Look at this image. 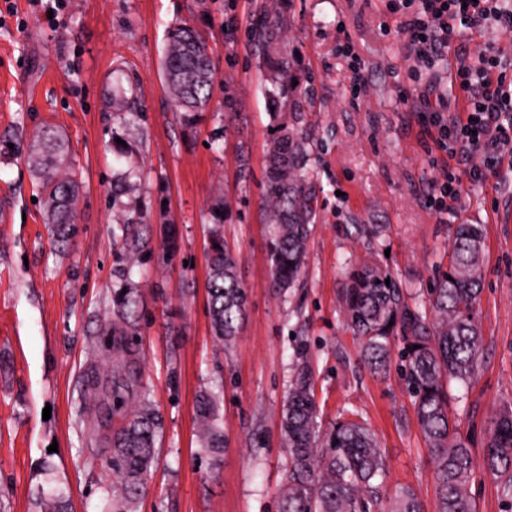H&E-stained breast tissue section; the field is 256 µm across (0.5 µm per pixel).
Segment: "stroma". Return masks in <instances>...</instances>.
Instances as JSON below:
<instances>
[{"instance_id": "35a3bbf8", "label": "stroma", "mask_w": 512, "mask_h": 512, "mask_svg": "<svg viewBox=\"0 0 512 512\" xmlns=\"http://www.w3.org/2000/svg\"><path fill=\"white\" fill-rule=\"evenodd\" d=\"M261 2L62 0L50 18L40 0H0V512H42L39 493L51 488L72 512H100L111 483L101 460L127 411L145 400L162 432L137 512H277L287 459L280 415L301 351L323 428L356 411L376 435L387 469L375 512H387L403 487L436 512L430 454L400 362L384 378L363 367L340 293L363 261L412 293L434 287L462 223L484 227V359L468 385L452 384L450 412L476 460L475 512H512V497L482 464L496 412L512 406V223L498 221L501 201L512 198V156L474 182L427 140L425 113L402 98L416 62L389 0H280L307 93L318 211L300 283L277 295L264 160L288 116L272 111L249 42ZM177 21L205 37L216 76L211 107L191 127L171 105L161 66ZM462 39L472 53L496 51L512 75V30H467ZM117 68L141 112L125 163L116 160L105 98ZM45 125L68 139L82 184L77 236L66 248L51 242L26 148L13 146L17 132ZM130 165L143 174L128 195L143 224L132 275L137 334L121 349L104 327L125 279L112 183ZM449 171L461 179L460 195L440 211L427 198ZM219 202L248 293V320L228 350L211 333L206 291ZM357 224L384 231L367 245L353 234ZM218 385L224 454L215 465L201 446L196 399Z\"/></svg>"}]
</instances>
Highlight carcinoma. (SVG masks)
<instances>
[{
	"instance_id": "1",
	"label": "carcinoma",
	"mask_w": 512,
	"mask_h": 512,
	"mask_svg": "<svg viewBox=\"0 0 512 512\" xmlns=\"http://www.w3.org/2000/svg\"><path fill=\"white\" fill-rule=\"evenodd\" d=\"M284 26L263 12L254 20L250 45L268 72V94L275 111L294 114L267 158L265 221L274 226L270 246L271 287L285 293L296 285L307 258V242L316 223L315 191L306 169L310 132L304 122L301 85L284 40ZM163 74L168 94L185 125L209 109L215 73L202 35L186 23L167 33ZM134 91L114 72L110 100L112 118L124 130L139 115ZM27 161L39 186L46 222L58 243L76 235L74 216L81 184L71 168L68 142L51 126L32 136ZM125 203L118 230L132 265L139 249L141 221ZM211 237L208 295L213 336L230 348L247 317V291L239 281L237 256L220 234L222 216L215 215ZM390 284H385V279ZM483 279V228L458 224L453 229L448 269L420 302L390 274L363 263L352 269L341 292L349 330L360 343L361 358L371 374L384 376L391 366L395 341L403 342L401 358L416 420L431 454L436 484V512H474L468 483L474 457L449 412V384H467L483 356V336L477 306ZM135 301L118 294L105 330L112 336H132L129 321ZM314 380L305 354L298 357L281 414V433L289 449L288 476L278 496V512H371L378 504L377 489L386 476V462L371 430L357 419L343 418L326 432L318 422ZM220 392L205 391L197 404L200 440L213 461L224 452L220 425ZM162 422L148 406L125 417L112 434V455L102 460L112 474L102 512H135L157 461V435ZM484 467L512 496V407L499 410L485 444ZM44 512H68L65 495L42 492ZM389 512H424L417 494L408 487L393 496Z\"/></svg>"
}]
</instances>
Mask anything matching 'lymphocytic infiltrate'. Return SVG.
I'll use <instances>...</instances> for the list:
<instances>
[{"instance_id": "obj_1", "label": "lymphocytic infiltrate", "mask_w": 512, "mask_h": 512, "mask_svg": "<svg viewBox=\"0 0 512 512\" xmlns=\"http://www.w3.org/2000/svg\"><path fill=\"white\" fill-rule=\"evenodd\" d=\"M390 9L403 16L408 50L421 67L432 69L454 54L451 83L464 93L465 107L452 110L450 97L429 84L414 88L410 98L417 111L431 116V141L467 166L472 180H485L503 153L512 154V80L495 53L473 55L452 45L466 29H511L512 7L506 0H391ZM476 151L483 155L479 167L469 163Z\"/></svg>"}]
</instances>
